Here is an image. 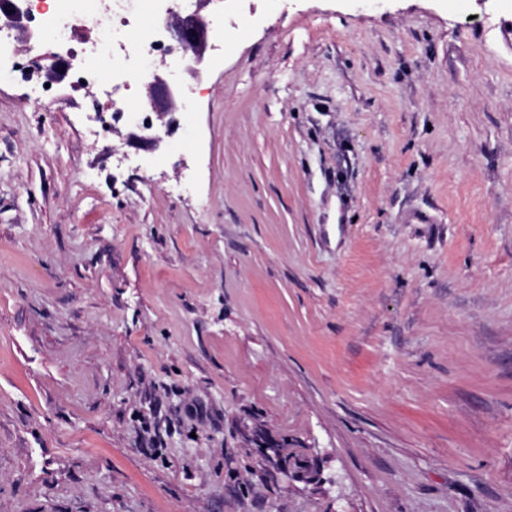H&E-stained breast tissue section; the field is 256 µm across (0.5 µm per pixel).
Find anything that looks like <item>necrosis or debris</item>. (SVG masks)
<instances>
[{
	"label": "necrosis or debris",
	"mask_w": 512,
	"mask_h": 512,
	"mask_svg": "<svg viewBox=\"0 0 512 512\" xmlns=\"http://www.w3.org/2000/svg\"><path fill=\"white\" fill-rule=\"evenodd\" d=\"M178 0H69L66 8L35 9L33 0H0V24L9 13L22 16V27L0 35V58L12 56L16 44L29 54L39 46H56L60 63L56 80L30 78L34 101L60 91L90 96V110L101 128L135 119L142 130L153 131L151 105L136 110L116 101H101L92 93L104 82L125 86L143 76L144 60L163 57L174 67L186 61L185 49L174 41L165 19Z\"/></svg>",
	"instance_id": "necrosis-or-debris-1"
}]
</instances>
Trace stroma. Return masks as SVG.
Instances as JSON below:
<instances>
[{
  "mask_svg": "<svg viewBox=\"0 0 512 512\" xmlns=\"http://www.w3.org/2000/svg\"><path fill=\"white\" fill-rule=\"evenodd\" d=\"M201 12L152 148L0 62V512H512V0Z\"/></svg>",
  "mask_w": 512,
  "mask_h": 512,
  "instance_id": "stroma-1",
  "label": "stroma"
}]
</instances>
